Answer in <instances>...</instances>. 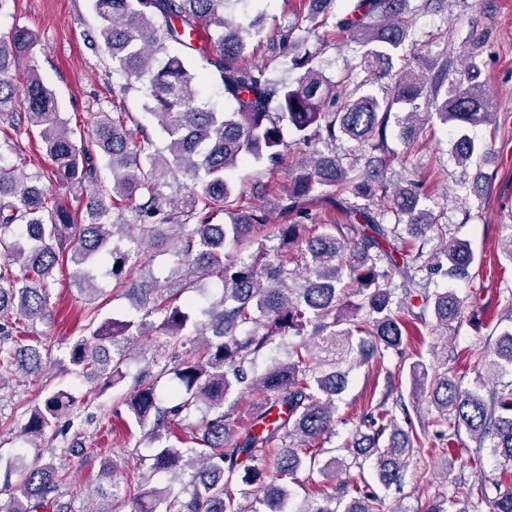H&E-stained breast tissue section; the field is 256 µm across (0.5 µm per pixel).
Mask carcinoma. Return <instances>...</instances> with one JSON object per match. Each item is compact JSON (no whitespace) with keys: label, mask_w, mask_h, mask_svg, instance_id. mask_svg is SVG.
<instances>
[{"label":"carcinoma","mask_w":512,"mask_h":512,"mask_svg":"<svg viewBox=\"0 0 512 512\" xmlns=\"http://www.w3.org/2000/svg\"><path fill=\"white\" fill-rule=\"evenodd\" d=\"M228 2L93 0L96 37L112 72L138 84L156 129L128 112H100L91 138L80 145L57 110L54 90L36 71L27 75L24 97L17 96L12 70L32 54L35 35L18 27L0 37V119L25 117L39 132L58 185L86 192L76 216L41 176L0 168V387L6 374L46 368L38 347L19 343V325L50 316L53 270L68 259L77 267L79 291L89 299L110 279L136 300L143 315L101 319L98 309H88L90 336L70 345L65 370L113 387L126 377L127 337L156 333L159 352L139 371L126 399L128 418L148 428L154 451L143 456L132 449L131 469L147 468L146 482L161 471L188 481L184 498L165 488L147 489L136 512H157L161 505L163 512H284L288 483L297 481L304 465L331 480L334 493L303 512H397L364 476L341 480L339 473L361 470L372 458L379 483L399 486L424 448L426 430L416 429L402 398L388 392L361 415L350 441L351 462L336 456L320 462L323 445L335 434L336 397L347 384L348 372L340 365L355 353L366 364L399 350L413 321L425 320L412 311L414 298L431 309L438 327L460 317L462 300L417 279L436 260L425 252L427 233H446L448 226L432 223L418 208L417 196L402 187L393 190L387 209L372 208L374 197L387 193L380 177L383 160L376 153L388 151L389 117L396 106L407 108L406 136L414 139L431 115L458 129L490 125L496 104L485 85L464 81L446 63L429 84L412 68L401 71L388 96L359 95L355 89L339 94L310 67L314 54L293 26L278 30L275 39L279 53L304 73L294 82L275 80L265 67L245 63L261 19L246 27L228 19ZM408 2L351 0L337 19L335 27L363 48L362 68L389 67L406 50ZM160 53L166 55L161 64ZM195 57L220 82L230 110L215 111L199 93V76L184 62ZM425 94L432 114L419 111ZM273 102L275 114L269 112ZM284 119L299 143L317 139L328 148L311 151L294 168L288 189L276 199L277 220L255 205L234 213L229 224L213 223L235 204L228 176L240 163L281 162ZM340 138L375 152L364 170L355 171L336 153L333 145ZM453 151L464 168L481 156L466 134ZM101 164L112 176L107 185L99 177ZM180 174L191 179V187L178 186ZM318 200L346 223H324L322 231H313L309 222ZM389 213L392 224L384 223ZM260 230L278 240L272 259L261 248L249 251L252 234ZM156 244L171 256L169 274L162 281L132 278L145 249ZM446 258L448 277H469L474 257L467 242L451 239ZM207 278L217 279L222 291L200 313L175 304L181 290ZM151 315L159 318L155 327L146 322ZM361 333L372 341L357 351L353 338ZM285 336L305 340L292 347L288 360L256 372L257 358ZM477 364L492 378L512 369V329L501 332ZM409 374L412 401L435 408L432 425L439 436L453 443L466 433L481 448L488 441L493 455L512 465V381L484 395L450 371L431 372L419 360L410 363ZM169 375L176 396L163 404L156 386ZM244 393L255 397L254 407L244 436L234 439ZM73 408L70 394L54 391L24 412L20 433L34 448L44 439L65 438L77 419ZM396 409L403 414L402 426ZM195 412L201 417L194 446L170 441L165 429ZM267 458L274 461L271 473L255 465ZM58 482L51 459L39 456L23 469L7 461L0 483V492L9 495L5 512H40L54 500ZM110 495L112 507L82 512H118L119 482L112 481ZM458 512H512V486L482 484Z\"/></svg>","instance_id":"1"}]
</instances>
